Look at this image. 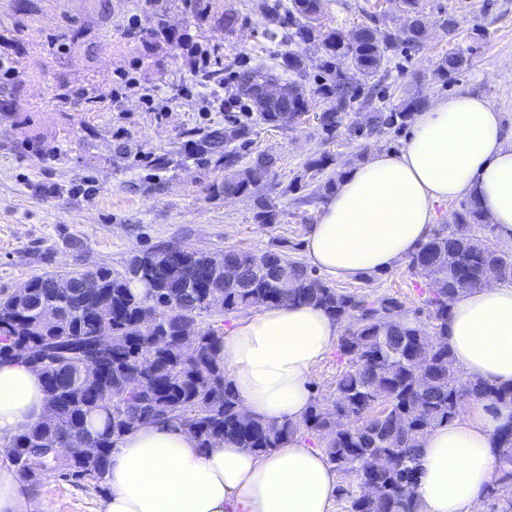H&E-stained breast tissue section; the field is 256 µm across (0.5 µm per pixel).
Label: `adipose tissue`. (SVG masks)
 I'll return each instance as SVG.
<instances>
[{
	"mask_svg": "<svg viewBox=\"0 0 512 512\" xmlns=\"http://www.w3.org/2000/svg\"><path fill=\"white\" fill-rule=\"evenodd\" d=\"M464 195L512 240V139L495 107L470 94L415 113L399 151L374 153L344 172L305 239L306 258L335 278L389 270L430 237L436 205ZM338 333V322L319 307L264 305L233 320L218 355L249 416L296 421ZM447 342L466 377L511 385L512 285L458 296ZM45 401L36 371L0 365V512H53L3 447L41 419ZM511 421L512 407L490 412L478 401L427 436L416 470L423 512H473L498 465L493 434ZM108 483L101 512H330L339 475L301 438L262 454L231 442L202 448L184 427L166 422L136 426L116 441Z\"/></svg>",
	"mask_w": 512,
	"mask_h": 512,
	"instance_id": "ef3b65f1",
	"label": "adipose tissue"
}]
</instances>
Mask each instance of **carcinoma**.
<instances>
[{
  "label": "carcinoma",
  "instance_id": "carcinoma-1",
  "mask_svg": "<svg viewBox=\"0 0 512 512\" xmlns=\"http://www.w3.org/2000/svg\"><path fill=\"white\" fill-rule=\"evenodd\" d=\"M34 3L13 0L19 25L34 22ZM403 4L412 20L400 41L376 24L347 32L324 25V0L266 5L268 39L288 44L282 63L290 93L285 101L264 100L262 88L271 78L256 66L235 72L238 101L257 121L291 128L309 112L315 93L329 101L316 114L321 131L328 137L343 133L355 142L408 125L413 101L388 110L369 98L363 118L352 112L360 94L355 75L380 79L393 55L425 41L417 0ZM137 36L147 45L164 42L175 48L188 39L161 20ZM84 37L82 27L69 24L50 35L47 45L61 62ZM308 44L324 52L322 74L311 91L301 51ZM195 53L211 58L200 82L213 88L223 84L219 50ZM464 64L462 55L451 53L441 58L436 74L446 80ZM19 88L14 78L0 82L1 113L14 109ZM249 133V125L238 122L192 131L182 153L159 154L151 163L157 171L191 161L221 168L224 178L213 184V193L254 196L257 223L275 224L279 211L260 191L269 185L276 158L265 153L245 163L232 147ZM332 162L327 154L312 158L304 174L317 179ZM496 231L474 201H465L452 211L448 227L435 230L408 257L409 271L426 285L413 320L391 294L339 290L272 250L229 248L215 266L202 251L159 245L135 253L121 273L108 266L66 273L68 292L57 288L59 273L52 272L29 280L20 295L1 293L0 362L17 361L39 373L50 415L9 440L10 461L32 483L52 470L74 486L103 490L114 440L139 423L174 422L190 430L201 448L231 440L256 453L294 438H315L335 470L351 478L339 489L347 512H420L415 470L423 439L452 422L464 399L492 408L512 406V387L456 379L452 353L441 340L458 295L481 286L486 276L512 280V255L494 247ZM86 278L98 285L91 294L81 292ZM134 282L143 284L144 295L132 292ZM282 303L312 304L338 323H350L338 338L343 369L336 375L331 410L316 396L301 419L274 424L241 415L217 356L224 328L216 317ZM101 340L106 341L103 359L89 369L83 355ZM40 347L48 354L39 362L22 354L24 348ZM97 414L104 415L105 430L92 438L87 420ZM494 443L501 477L485 494L503 502L501 512H512V496H500L512 487V422L497 428Z\"/></svg>",
  "mask_w": 512,
  "mask_h": 512
}]
</instances>
